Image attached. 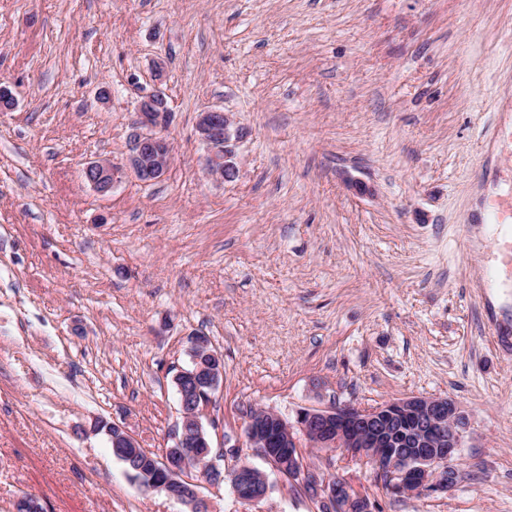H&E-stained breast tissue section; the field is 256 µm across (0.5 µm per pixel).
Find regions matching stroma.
Instances as JSON below:
<instances>
[{
  "label": "stroma",
  "instance_id": "1",
  "mask_svg": "<svg viewBox=\"0 0 512 512\" xmlns=\"http://www.w3.org/2000/svg\"><path fill=\"white\" fill-rule=\"evenodd\" d=\"M164 68L173 160L125 168L137 101ZM0 512H187L141 491L96 420L162 454L180 421L190 339L223 357L213 448L244 444L247 406L294 418L415 395L468 419L447 494L391 496L341 452L305 463L353 479L372 512H512V301L476 278L464 227L512 161V0H0ZM110 96L101 101L99 88ZM245 131L239 175H206L199 112ZM117 167L110 193L84 179ZM246 505L320 512L269 473ZM116 168L108 160L90 162L84 168V178L99 193L112 189L115 181Z\"/></svg>",
  "mask_w": 512,
  "mask_h": 512
}]
</instances>
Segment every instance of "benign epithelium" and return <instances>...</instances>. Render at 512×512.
<instances>
[{"instance_id":"1","label":"benign epithelium","mask_w":512,"mask_h":512,"mask_svg":"<svg viewBox=\"0 0 512 512\" xmlns=\"http://www.w3.org/2000/svg\"><path fill=\"white\" fill-rule=\"evenodd\" d=\"M138 112L144 131L130 138L127 162L139 181L154 183L166 173L172 158L171 145L163 135L170 112L162 88L143 96ZM196 129L207 152V172L222 180L235 178L234 146L242 129L229 114L217 109L199 113ZM115 172L110 161L98 160L84 168V178L94 190L106 193L112 189ZM208 347L206 338H195L191 342L192 367L174 378L181 421L174 445L159 458L161 480L153 485L189 506V512H213L203 490L224 483V467L216 462L224 455H198V472L188 460L196 445L210 439L203 418L223 376ZM246 419L245 437L253 452L281 478L306 491L321 512H370V500L348 479L321 477L309 469L301 453L303 443L345 451L378 472L389 473L390 489L399 496L422 495L446 493L455 486L452 461L466 430V416L458 403L441 396H413L368 410L350 404L303 408L293 422L270 409L259 419L250 415ZM106 432L117 458L130 448H139L136 439L115 423ZM230 481L238 500L248 505L264 500L270 490L266 474L246 462L230 471Z\"/></svg>"}]
</instances>
